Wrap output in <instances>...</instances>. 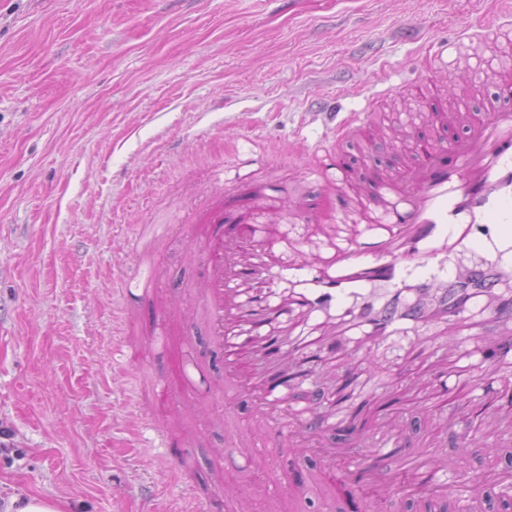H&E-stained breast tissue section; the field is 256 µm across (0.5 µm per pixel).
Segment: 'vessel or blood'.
I'll return each mask as SVG.
<instances>
[{"label":"vessel or blood","instance_id":"1","mask_svg":"<svg viewBox=\"0 0 512 512\" xmlns=\"http://www.w3.org/2000/svg\"><path fill=\"white\" fill-rule=\"evenodd\" d=\"M442 64L435 55L411 82L384 90L439 105V129L420 133L410 163L388 172L372 155L352 163L329 150L304 166L324 183L315 206L280 200L279 219L260 202L236 212L219 194L193 216L204 229L195 240L204 255L200 313L222 364L227 438L242 444L261 432L270 447L317 456L322 469L308 487L323 512H334L340 496H402L420 483V450L402 443L392 421L370 433L351 424L359 398L349 380L327 410L317 408L322 388L311 365L326 345L308 341L309 323L370 349L394 338L422 341L477 310L488 351L478 371L500 372L512 357V72H499L495 103L450 112L441 106ZM330 134L339 144L367 140L374 127L369 113L351 112ZM341 224L350 230L340 244ZM190 384L171 361L155 387L157 408ZM241 398L256 414L253 427L237 424ZM336 430L345 435L339 447L323 438ZM352 455L354 467L346 463ZM457 467L455 458L435 456L433 489H447Z\"/></svg>","mask_w":512,"mask_h":512}]
</instances>
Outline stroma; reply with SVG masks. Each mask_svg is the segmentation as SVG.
Masks as SVG:
<instances>
[{"label":"stroma","mask_w":512,"mask_h":512,"mask_svg":"<svg viewBox=\"0 0 512 512\" xmlns=\"http://www.w3.org/2000/svg\"><path fill=\"white\" fill-rule=\"evenodd\" d=\"M489 18L512 10L502 0H0V499L177 512L190 490L223 504L232 482L249 512H272L211 407L221 365L202 322L188 346L168 328L142 375L113 361L124 283L162 273L153 299L126 314L135 341L155 332L157 305L191 316L203 280L184 223L218 179L245 199L314 200L303 163L330 145L323 107L363 111L365 90L407 81L433 43ZM425 109L379 99L372 154L404 165L394 122ZM407 345L337 347L324 386L353 367L366 407L398 395L401 434L458 457L461 512L475 475L512 455V435L484 438L512 413V378H481L438 408ZM174 354L193 390L175 415L155 414L171 439L159 448L138 411ZM446 416L471 430L470 448L443 434Z\"/></svg>","instance_id":"obj_1"}]
</instances>
